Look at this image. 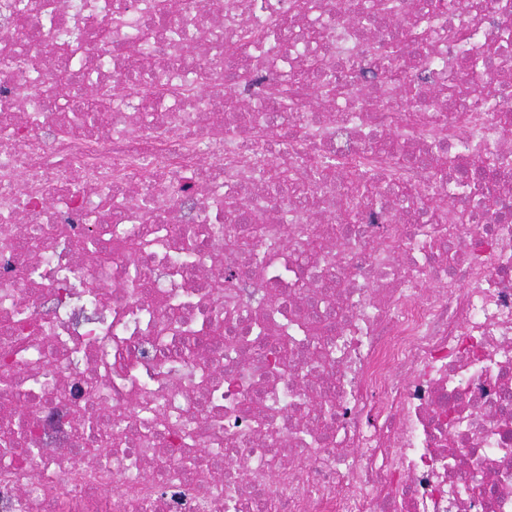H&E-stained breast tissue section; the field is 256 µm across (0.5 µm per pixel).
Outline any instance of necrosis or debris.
<instances>
[{
	"mask_svg": "<svg viewBox=\"0 0 512 512\" xmlns=\"http://www.w3.org/2000/svg\"><path fill=\"white\" fill-rule=\"evenodd\" d=\"M30 2L0 0V512H512V125L473 111L453 43L422 41L443 64L421 72L359 25L374 0ZM437 18L497 50L512 103V0ZM410 85L443 105L410 121ZM448 156L494 209L399 221L428 187L463 208L432 180ZM328 159L383 199L352 237ZM257 250L265 270L224 285ZM261 319L315 340L268 372Z\"/></svg>",
	"mask_w": 512,
	"mask_h": 512,
	"instance_id": "necrosis-or-debris-1",
	"label": "necrosis or debris"
}]
</instances>
